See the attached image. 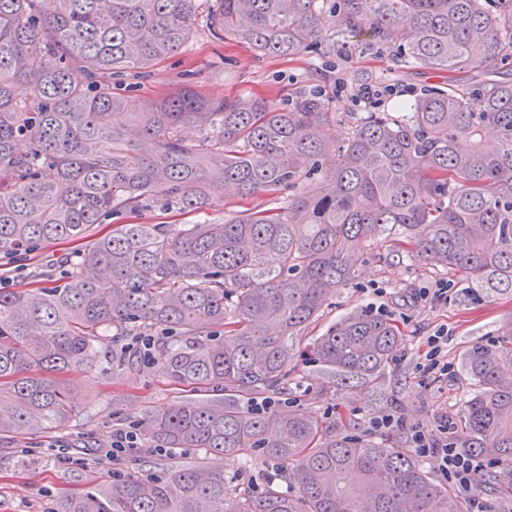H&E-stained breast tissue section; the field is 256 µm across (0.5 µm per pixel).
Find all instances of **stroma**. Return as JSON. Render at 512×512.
Wrapping results in <instances>:
<instances>
[{"instance_id":"stroma-1","label":"stroma","mask_w":512,"mask_h":512,"mask_svg":"<svg viewBox=\"0 0 512 512\" xmlns=\"http://www.w3.org/2000/svg\"><path fill=\"white\" fill-rule=\"evenodd\" d=\"M349 56L300 55L258 57L237 43L214 39L204 20H197L185 46L171 54L150 75L125 76L143 98H155L187 85L209 96L249 93L286 103L291 90L306 84L319 88L332 111L345 118L370 111L358 101L362 87L386 86L383 109L408 102L423 89L446 83V75L406 66L395 50L372 47L367 34L354 40ZM361 261L351 284L341 289L322 317L293 340L290 365L293 372L288 392L276 396L274 409L287 413L304 408L325 418L336 436L375 438L371 418L395 413L404 424L384 430L395 445L409 448V426L435 427L441 416L457 420L467 389L461 378L465 350L472 344L493 343L502 326L512 322V298L462 305L461 286L447 272L412 262L406 255L390 253L388 246L363 240L358 244ZM71 244H45L21 258L0 256L7 268L8 288L23 290L33 284L61 280ZM448 288L442 302L424 300L421 292L437 285ZM391 318L405 340L386 368L380 385L353 381L347 384L331 377L320 365L305 359L303 352L312 338L323 333L340 316L363 306ZM448 334L449 374L427 375L419 365L428 336ZM71 388L75 412L64 425L42 433L0 440V512H59L63 499L75 496L108 479L109 467L86 463L96 450L108 446L115 429L141 423L149 412H160L181 399L180 387L162 378L152 363L138 370L113 373L110 366L62 374ZM28 454L27 468L13 463ZM203 451L186 449L177 454H157L150 459L127 457L121 470L143 479L162 477L172 465L203 459ZM476 494L494 504L496 512H512V474L493 468L479 476Z\"/></svg>"}]
</instances>
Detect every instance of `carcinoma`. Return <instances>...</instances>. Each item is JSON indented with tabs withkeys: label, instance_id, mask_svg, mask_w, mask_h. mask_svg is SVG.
Masks as SVG:
<instances>
[{
	"label": "carcinoma",
	"instance_id": "1",
	"mask_svg": "<svg viewBox=\"0 0 512 512\" xmlns=\"http://www.w3.org/2000/svg\"><path fill=\"white\" fill-rule=\"evenodd\" d=\"M54 2L45 15L40 0H0V255L124 221L85 244L60 284L0 288V438L66 423L73 409L58 375L105 358L133 370L125 341L153 336L159 373L193 397L143 418L149 447L261 456L277 465L270 482L293 491L251 495L198 462L150 481L108 479L61 512H463L386 439H338L312 411L251 405L288 388V341L348 285L359 240L393 230L392 250L459 277L467 299L512 296V81L492 78L512 61V0ZM202 7L215 39L259 56L341 54L366 31L410 66L448 74V86L424 90L403 115L363 113L339 141L342 118L304 88L280 107L188 86L149 101L119 87L177 52ZM466 67L487 79L459 83ZM189 126L200 131L192 142ZM490 130L493 152L483 147ZM331 144L338 162L325 172ZM258 196L270 207L251 205ZM227 203L217 223L139 221L156 208ZM403 341L365 307L328 326L310 355L342 381L375 386ZM507 366L512 325L467 348L471 389L453 430L460 447L512 467Z\"/></svg>",
	"mask_w": 512,
	"mask_h": 512
}]
</instances>
